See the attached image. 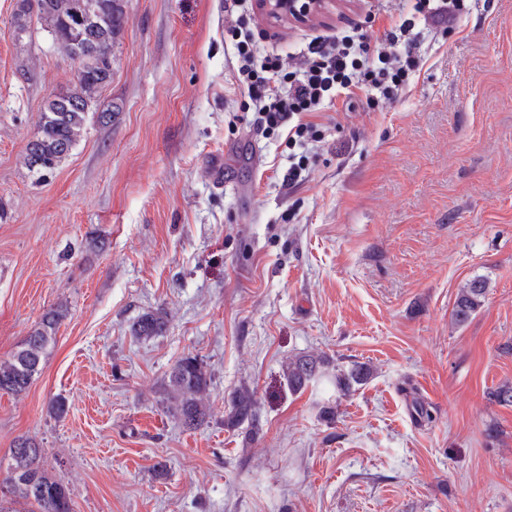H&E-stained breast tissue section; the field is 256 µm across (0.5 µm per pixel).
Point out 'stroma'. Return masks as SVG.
I'll return each mask as SVG.
<instances>
[{
  "label": "stroma",
  "mask_w": 512,
  "mask_h": 512,
  "mask_svg": "<svg viewBox=\"0 0 512 512\" xmlns=\"http://www.w3.org/2000/svg\"><path fill=\"white\" fill-rule=\"evenodd\" d=\"M15 8L0 0V359L67 313L28 390L0 393V458L34 438L73 512H512V406L488 399L512 383V0H465L426 33L396 100L324 106L295 185L285 134L249 132L224 0H126L110 122L89 119L35 181L22 156L75 64L42 31L16 39ZM400 9L338 0L250 26L292 64L313 38L382 34ZM476 277L483 306L456 325ZM157 308L166 330L138 340L131 324ZM305 353L372 375L291 391L282 365ZM187 355L212 374L196 431L163 408ZM244 384L255 434L227 423ZM486 288V281L478 278L460 288L452 312L456 324L464 325L482 307ZM372 370L366 364H353L348 371L340 370L332 384L340 391H349L354 385H363L371 377Z\"/></svg>",
  "instance_id": "obj_1"
}]
</instances>
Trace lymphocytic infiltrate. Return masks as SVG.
Segmentation results:
<instances>
[{
  "label": "lymphocytic infiltrate",
  "instance_id": "obj_1",
  "mask_svg": "<svg viewBox=\"0 0 512 512\" xmlns=\"http://www.w3.org/2000/svg\"><path fill=\"white\" fill-rule=\"evenodd\" d=\"M459 9L460 0H416L412 15L400 17L383 36L354 27L332 39L310 41L291 70L278 58L260 54L243 22L228 27L235 57L232 79L252 103L254 133L265 137L287 129L289 144L301 149L288 168L289 183L298 182L309 168L306 145L318 133L312 114L360 95L369 101L397 98L422 62L417 24L452 25Z\"/></svg>",
  "mask_w": 512,
  "mask_h": 512
}]
</instances>
